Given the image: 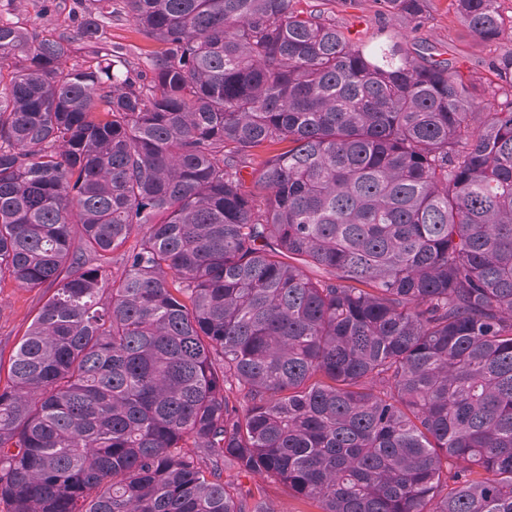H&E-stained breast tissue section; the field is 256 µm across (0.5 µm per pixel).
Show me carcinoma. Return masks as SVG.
<instances>
[{
  "label": "carcinoma",
  "instance_id": "obj_1",
  "mask_svg": "<svg viewBox=\"0 0 512 512\" xmlns=\"http://www.w3.org/2000/svg\"><path fill=\"white\" fill-rule=\"evenodd\" d=\"M125 2L147 72L92 19L83 56L0 21V278L54 289L0 386V512H275L242 475L512 512V16L451 0L482 83L294 0ZM285 145H275L256 150L247 161V167L243 174L247 186H252L259 171L265 166L266 162L279 152Z\"/></svg>",
  "mask_w": 512,
  "mask_h": 512
}]
</instances>
